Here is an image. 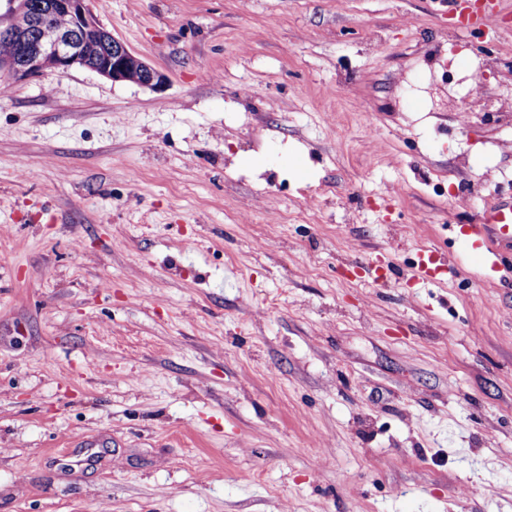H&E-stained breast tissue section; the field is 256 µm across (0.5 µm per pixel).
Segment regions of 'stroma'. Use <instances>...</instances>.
I'll use <instances>...</instances> for the list:
<instances>
[{"label": "stroma", "mask_w": 512, "mask_h": 512, "mask_svg": "<svg viewBox=\"0 0 512 512\" xmlns=\"http://www.w3.org/2000/svg\"><path fill=\"white\" fill-rule=\"evenodd\" d=\"M87 5L162 81H0V512H512V34L470 106L448 0ZM498 231L501 238L512 239V205L496 204L490 206L482 215L480 224L469 225L462 234L465 243L472 249L487 242V231Z\"/></svg>", "instance_id": "35a3bbf8"}]
</instances>
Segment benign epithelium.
I'll return each instance as SVG.
<instances>
[{
    "instance_id": "obj_1",
    "label": "benign epithelium",
    "mask_w": 512,
    "mask_h": 512,
    "mask_svg": "<svg viewBox=\"0 0 512 512\" xmlns=\"http://www.w3.org/2000/svg\"><path fill=\"white\" fill-rule=\"evenodd\" d=\"M13 20L0 28V39L13 43L14 54L0 58V73L22 79L73 65L89 69L113 82L153 87L161 75L104 30L87 8V0H9ZM69 19L58 27L51 17Z\"/></svg>"
}]
</instances>
